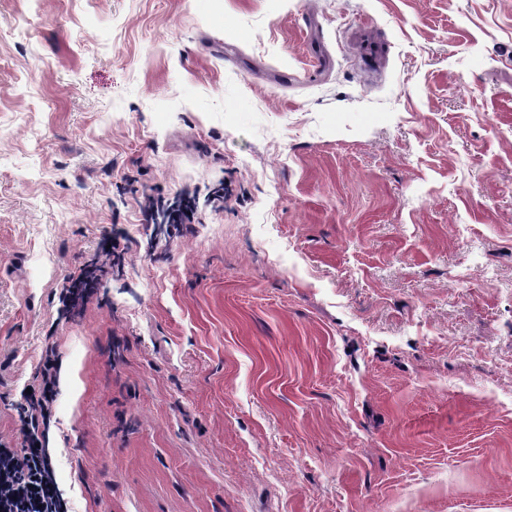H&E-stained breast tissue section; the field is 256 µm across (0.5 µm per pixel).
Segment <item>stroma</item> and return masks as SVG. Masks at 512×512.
Listing matches in <instances>:
<instances>
[{"instance_id": "35a3bbf8", "label": "stroma", "mask_w": 512, "mask_h": 512, "mask_svg": "<svg viewBox=\"0 0 512 512\" xmlns=\"http://www.w3.org/2000/svg\"><path fill=\"white\" fill-rule=\"evenodd\" d=\"M49 336L70 512H512V0H0L1 444ZM196 207L194 201L185 199L178 207L167 206L162 194L150 195L141 209V221L145 224H155L159 215H163L164 223L173 224L175 231H180L181 224L194 223ZM104 267L93 265L82 267L76 276H72L70 286L65 293H61L59 301L66 311L83 308L96 293L99 277L105 271Z\"/></svg>"}]
</instances>
